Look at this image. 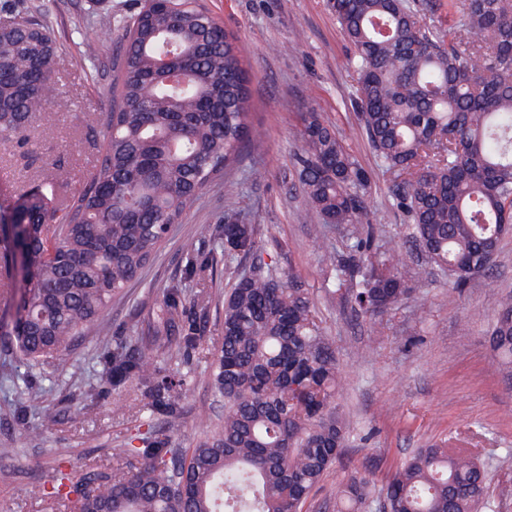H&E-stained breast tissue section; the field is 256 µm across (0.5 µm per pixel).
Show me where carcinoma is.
I'll return each mask as SVG.
<instances>
[{
	"label": "carcinoma",
	"mask_w": 512,
	"mask_h": 512,
	"mask_svg": "<svg viewBox=\"0 0 512 512\" xmlns=\"http://www.w3.org/2000/svg\"><path fill=\"white\" fill-rule=\"evenodd\" d=\"M355 49L339 66L356 83L358 119L412 238L453 288L489 272L512 229V0H448V29L423 22L435 3L331 0ZM0 25V139L27 142L56 99L49 29L12 10ZM126 46L111 84L101 160L58 213L57 168L44 186L0 205V286L22 265L24 292L10 330L29 376L45 363L64 367L73 341L91 327L214 183L245 144L260 137L247 122L242 51L201 0H144L125 24ZM296 164L310 207L325 227H346L329 252L325 293L373 318L397 311L411 293L407 255L372 251L370 179L317 112L298 135ZM224 253L228 289L223 341L211 363L224 397V423L193 448H175L165 429L122 450L112 475L58 471L29 496L80 512H302L313 488L341 457L350 432L336 410L341 371L310 291L276 266L245 269L260 225L233 214L210 229ZM188 277L214 265L194 240ZM183 289L165 291L152 350L112 343L100 380L113 389L146 384L149 411L182 418V384L158 377L156 358L171 347L201 346ZM490 346L512 374V295L497 300ZM489 473L467 448H418L385 488L356 472L343 479L336 512H366L386 498L392 512H481Z\"/></svg>",
	"instance_id": "carcinoma-1"
}]
</instances>
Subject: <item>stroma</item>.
Masks as SVG:
<instances>
[{"instance_id":"obj_1","label":"stroma","mask_w":512,"mask_h":512,"mask_svg":"<svg viewBox=\"0 0 512 512\" xmlns=\"http://www.w3.org/2000/svg\"><path fill=\"white\" fill-rule=\"evenodd\" d=\"M43 2L0 0V6L22 11L54 33L60 88L29 148L0 141V200L17 199L59 166L70 171L75 185L83 184L99 157L124 24L141 0H55L48 14ZM203 2L244 49L249 120L263 136L191 203L140 278L112 301L94 332L74 343L68 365H47L35 376L40 397L23 422L14 416L25 402L17 383L23 367L9 337L0 335V512H51L28 496L31 484L51 482L61 467L111 472L131 439L167 425L163 416L149 413L137 386L103 389L92 404L85 391L104 368L101 337L130 339L147 313L161 306L164 288L183 280L184 239L197 237V227L218 223L227 213L260 225L264 261L292 273L312 292L344 372L338 410L351 429L346 456L314 488L308 512H336V489L347 473L367 470L383 485L415 449L436 443L476 449L491 476L492 512H512V380L492 369L489 347L490 294H512V234L500 244L491 277L472 279L463 292L436 273L414 275L410 299L373 334L369 319L323 291L330 275L324 252L342 248L345 231L319 228L294 171L301 117L321 113L370 177L377 250L409 245V219L357 118L353 79L336 67L351 46L329 0ZM104 13L111 14V27L99 26ZM85 38L102 47L92 73L82 60ZM197 239L201 252L212 250L209 237ZM225 284L223 265L198 272L187 291L195 299L201 345L190 359L174 351L158 360L163 374L185 376L183 417L171 427L178 448L194 447L205 437L199 411H209L217 423L224 418V400L210 383L208 364L222 344Z\"/></svg>"}]
</instances>
